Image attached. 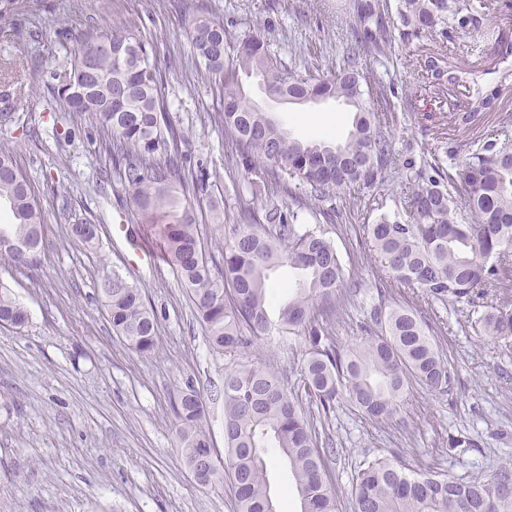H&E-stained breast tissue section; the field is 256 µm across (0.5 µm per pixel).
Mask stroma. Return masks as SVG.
I'll list each match as a JSON object with an SVG mask.
<instances>
[{"label": "stroma", "instance_id": "35a3bbf8", "mask_svg": "<svg viewBox=\"0 0 512 512\" xmlns=\"http://www.w3.org/2000/svg\"><path fill=\"white\" fill-rule=\"evenodd\" d=\"M352 0H29L27 11L0 17V61L23 63L22 79L0 78V143L13 145L45 217L41 264H0V281L27 309L19 330L0 328V512H232L230 485H198L180 458L171 408L174 393L193 381L206 402L216 450L224 448V372L232 358L213 354L191 303L161 254L149 225L135 214L127 188L97 140L106 127L64 111L46 86L81 48L88 28L113 26L134 31L157 50L166 82L162 88L172 123L187 136L185 149L207 167L224 189L221 218L206 202L195 203L202 236L212 255L224 244V227L243 212L263 216L282 195L230 194L231 183H247L242 165L226 155L224 128L206 120L221 96L194 58L190 23L215 17L237 31L259 30L282 57L298 53L312 72L335 66L354 40L358 22ZM387 62L368 60L367 69L390 85L394 162L383 184L365 190L363 203L334 200L331 238L345 265L337 294L333 338L349 347L360 340L359 296L385 279L356 233L373 223L380 209H392L404 184L398 175L411 160L449 164L464 161L479 136L500 122L512 123V78L498 74L499 46H512V10L503 0H484L481 29L450 28L404 40L392 30ZM448 62L477 65V84L493 95L489 109L461 125L448 100L447 78L421 71L426 52ZM244 90L292 137L344 142L352 115L328 104H282L268 98L256 78ZM98 226L97 244L72 241L68 227ZM157 255L146 268L130 261L128 244ZM118 271L141 288L160 319L154 351H132L112 332L97 288L103 271ZM393 303L416 310L442 332L455 379L443 394L411 387L398 419L377 425L346 399L318 427L319 445L338 450L332 472L340 499L350 495L351 474L364 461L398 456L410 469L430 468L459 477L490 476L512 465V349L500 351L476 336L470 306L428 305L418 291L395 282ZM248 362L297 382L303 359L300 343L261 341ZM476 437L480 445L449 449L452 436Z\"/></svg>", "mask_w": 512, "mask_h": 512}]
</instances>
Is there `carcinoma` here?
<instances>
[{
    "mask_svg": "<svg viewBox=\"0 0 512 512\" xmlns=\"http://www.w3.org/2000/svg\"><path fill=\"white\" fill-rule=\"evenodd\" d=\"M360 23L355 43L339 63L315 75L271 50L263 36L239 34L217 18L193 20L190 38L205 70L220 78L223 103L208 119L224 124L230 154L257 178L253 195L286 194L294 204L265 209L262 221L243 213L224 231L223 266L203 247L190 196L208 195L206 176L191 169L185 138L172 124L164 101L163 74L155 46L121 31L83 34V48L49 84L51 97L70 112L88 113L110 130L100 147L128 187L141 223L153 225L181 287L185 288L212 352L235 357L270 336L300 339V379L316 410L305 409L288 384L270 369L234 367L224 373V455L214 448L206 406L192 382L172 402L176 444L201 486L229 477L235 512H276L269 468L282 462L300 500V512H339L329 462L336 450L317 442L318 416L345 398L361 415L385 424L395 418L409 386L444 392L452 364L438 337L413 310L390 305L381 288L366 310L369 335L349 348L335 344L331 319L344 267L329 231L311 223L317 212L306 199L330 201L339 191L361 192L385 181L393 159L394 133L375 108H391L385 85L369 76L363 58L384 62L392 52L383 0H356ZM481 0H401L402 37L417 38L453 22L480 28ZM110 40L111 47L99 50ZM95 55V74L84 72ZM255 75L264 87L302 103L341 102L354 113L349 138L337 145L290 137L243 93L239 75ZM449 174L435 164L406 165L412 194L362 225L369 251L388 278L420 291L427 302L472 303L476 296L502 295L485 305L473 330L495 346L512 345V300L504 281L512 276V134L501 125L487 134ZM0 204L10 223L0 237L17 244L37 240L43 215L13 148L0 145ZM88 223L70 226L73 240L90 246ZM290 268L295 279L270 313V273ZM112 331L140 354L154 350L159 323L142 290L117 271L98 286ZM27 311L0 282V327L19 329ZM512 466L488 479L449 472L421 475L388 457L365 461L351 479L353 512H512Z\"/></svg>",
    "mask_w": 512,
    "mask_h": 512,
    "instance_id": "carcinoma-1",
    "label": "carcinoma"
}]
</instances>
